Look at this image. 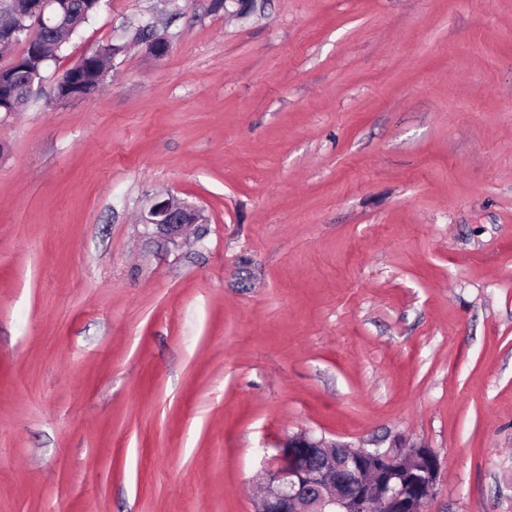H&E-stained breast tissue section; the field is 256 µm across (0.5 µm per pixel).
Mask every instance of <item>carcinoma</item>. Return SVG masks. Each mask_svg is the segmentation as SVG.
Returning <instances> with one entry per match:
<instances>
[{"label":"carcinoma","mask_w":512,"mask_h":512,"mask_svg":"<svg viewBox=\"0 0 512 512\" xmlns=\"http://www.w3.org/2000/svg\"><path fill=\"white\" fill-rule=\"evenodd\" d=\"M101 8L95 0H60L57 13L38 37L52 45L48 54L40 49H29L6 70L0 69V112H18L25 108L46 70L62 57L68 41L59 38L56 26L79 29L89 22ZM0 17L11 23L19 40L27 38L28 22L17 0H0ZM125 51L124 41L102 44L80 57L76 66L67 68L57 81L62 95L71 98L77 93L99 84L101 63Z\"/></svg>","instance_id":"carcinoma-1"}]
</instances>
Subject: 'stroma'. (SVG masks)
Listing matches in <instances>:
<instances>
[{"mask_svg": "<svg viewBox=\"0 0 512 512\" xmlns=\"http://www.w3.org/2000/svg\"><path fill=\"white\" fill-rule=\"evenodd\" d=\"M301 431L512 512V0H103L0 113V512H256ZM102 44L79 57L77 66L68 67L57 81L58 90L62 96L70 99L77 93L96 88L99 84L101 63L103 59L114 60L125 51L124 40H116ZM203 221L199 208L173 196L155 201L142 217L146 234L161 246H178L185 229Z\"/></svg>", "mask_w": 512, "mask_h": 512, "instance_id": "obj_1", "label": "stroma"}]
</instances>
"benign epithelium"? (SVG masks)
<instances>
[{"instance_id": "1", "label": "benign epithelium", "mask_w": 512, "mask_h": 512, "mask_svg": "<svg viewBox=\"0 0 512 512\" xmlns=\"http://www.w3.org/2000/svg\"><path fill=\"white\" fill-rule=\"evenodd\" d=\"M53 3L29 0L31 33L46 26ZM203 221L199 208L173 196L155 201L142 217L146 234L162 246L178 245L187 227ZM274 460L259 512H365L376 499L388 512H425L439 473L436 454L422 445L354 447L306 432L284 439ZM348 475L357 483L353 495L342 490Z\"/></svg>"}]
</instances>
